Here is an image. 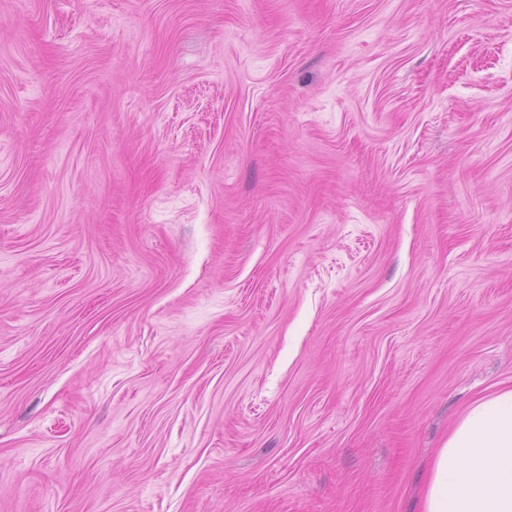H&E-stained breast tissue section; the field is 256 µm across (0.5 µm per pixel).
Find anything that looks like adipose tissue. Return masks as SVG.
I'll use <instances>...</instances> for the list:
<instances>
[{
	"instance_id": "adipose-tissue-1",
	"label": "adipose tissue",
	"mask_w": 512,
	"mask_h": 512,
	"mask_svg": "<svg viewBox=\"0 0 512 512\" xmlns=\"http://www.w3.org/2000/svg\"><path fill=\"white\" fill-rule=\"evenodd\" d=\"M422 512H512V388L471 404L436 449Z\"/></svg>"
}]
</instances>
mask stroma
Returning a JSON list of instances; mask_svg holds the SVG:
<instances>
[{"label":"stroma","mask_w":512,"mask_h":512,"mask_svg":"<svg viewBox=\"0 0 512 512\" xmlns=\"http://www.w3.org/2000/svg\"><path fill=\"white\" fill-rule=\"evenodd\" d=\"M512 387V0H0V512H420Z\"/></svg>","instance_id":"obj_1"}]
</instances>
